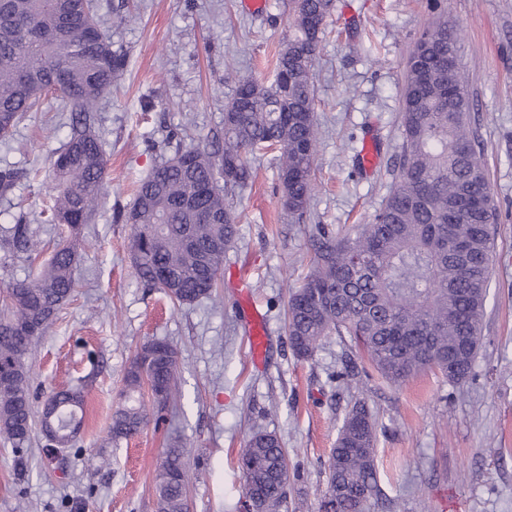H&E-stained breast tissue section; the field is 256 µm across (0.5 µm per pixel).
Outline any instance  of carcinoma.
I'll use <instances>...</instances> for the list:
<instances>
[{
    "mask_svg": "<svg viewBox=\"0 0 512 512\" xmlns=\"http://www.w3.org/2000/svg\"><path fill=\"white\" fill-rule=\"evenodd\" d=\"M332 7L333 0H293V34L277 56L275 79H234L221 147L181 145L136 186L125 214L133 226V273L173 304L192 305L217 287L238 236L229 198L248 185V156L279 152L283 206L304 221L318 150L313 67ZM461 40L459 26L440 17L406 62L398 175L372 222L352 234L319 227L312 235L314 261L288 301V340L297 356L309 359L327 337L347 336L394 386L427 371L458 386L472 376L498 208L469 125ZM125 67V55L101 30L94 0H0V137L49 95L71 114L69 139L50 154L53 205L45 222L60 227L61 239L47 262L0 297V439L15 448L29 442L35 417L29 358L74 292L76 242L106 190L96 106ZM18 179L17 171L0 169V195ZM0 248L33 264L41 242L21 216L0 237ZM177 370L172 345L141 346L124 377L110 440L128 439L147 423L143 385L154 404L177 402ZM45 406L56 409L55 445L68 446L80 427L82 393L56 391ZM376 445V419L358 400L331 451L324 512H369L378 492ZM238 464L251 512H281L289 472L277 435L252 433ZM193 479L183 451L169 449L157 475L158 512H188Z\"/></svg>",
    "mask_w": 512,
    "mask_h": 512,
    "instance_id": "cac0c4a2",
    "label": "carcinoma"
}]
</instances>
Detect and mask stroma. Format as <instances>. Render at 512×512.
<instances>
[{
  "label": "stroma",
  "instance_id": "1",
  "mask_svg": "<svg viewBox=\"0 0 512 512\" xmlns=\"http://www.w3.org/2000/svg\"><path fill=\"white\" fill-rule=\"evenodd\" d=\"M266 2L250 12L243 0H96L104 31L127 54L97 112L108 186L87 226L77 292L30 358L35 411L53 390L73 387L85 396L84 421L72 445L52 454L37 428L23 454L0 444V512H157L155 477L174 446L198 475L190 512H244L238 457L256 430L275 433L287 452L285 512H317L325 463L358 395L337 377L370 365L337 336L313 359L298 358L285 329L290 291L314 256L313 225L348 231L370 223L391 192L404 66L423 29L442 16L462 30L470 127L499 213L483 345L460 387L431 372L397 387L371 379L380 489L371 512H512V0H334L314 64L320 146L307 223H289L270 153L253 159L254 179L233 200L239 233L224 268L251 281L267 328L262 365L252 362L233 288L176 307L133 274L132 227L119 215L135 184L172 155L173 133L187 145L222 135L233 94L226 65L274 79L292 0ZM121 4L133 16L117 25ZM68 133L67 113H31L0 138V168L45 166ZM368 136L377 153L370 174L361 166ZM49 181L24 179L0 196V235L24 212L40 239L53 241L41 216ZM152 340L178 353L180 399L151 408L138 435L109 442L125 373Z\"/></svg>",
  "mask_w": 512,
  "mask_h": 512
}]
</instances>
